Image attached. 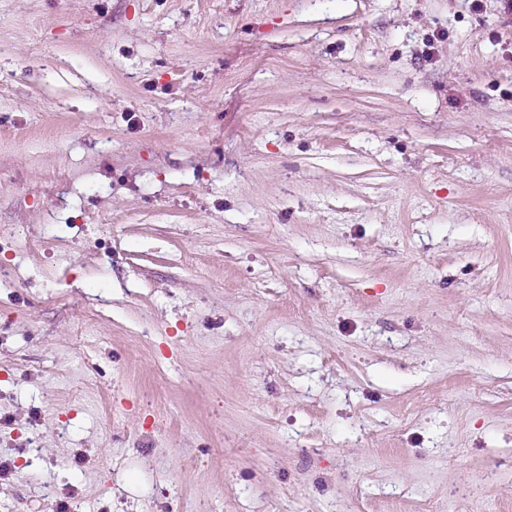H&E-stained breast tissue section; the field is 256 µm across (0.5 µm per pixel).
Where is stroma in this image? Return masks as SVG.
Here are the masks:
<instances>
[{"instance_id":"35a3bbf8","label":"stroma","mask_w":512,"mask_h":512,"mask_svg":"<svg viewBox=\"0 0 512 512\" xmlns=\"http://www.w3.org/2000/svg\"><path fill=\"white\" fill-rule=\"evenodd\" d=\"M0 512H512L503 0H0Z\"/></svg>"}]
</instances>
